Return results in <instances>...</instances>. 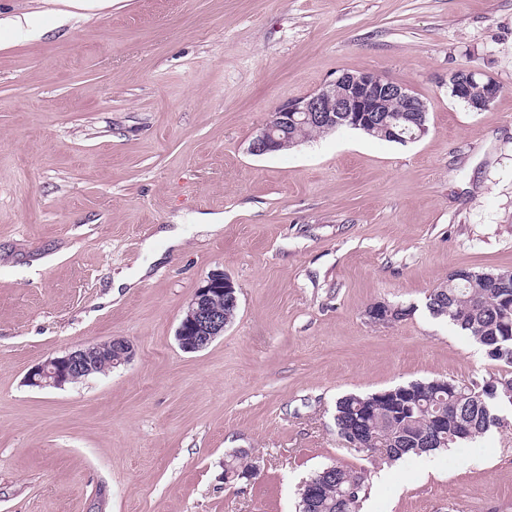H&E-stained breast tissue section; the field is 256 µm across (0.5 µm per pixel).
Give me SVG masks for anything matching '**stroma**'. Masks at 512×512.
Returning <instances> with one entry per match:
<instances>
[{"mask_svg": "<svg viewBox=\"0 0 512 512\" xmlns=\"http://www.w3.org/2000/svg\"><path fill=\"white\" fill-rule=\"evenodd\" d=\"M22 13L0 29V512H296L327 466L366 471L361 512H512L511 406L391 464L334 421L348 394L512 373L427 308L454 269L512 270V0H0ZM471 66L501 87L482 111L448 94ZM359 71L413 90L427 134L249 153L277 106ZM218 213L112 296L158 228ZM215 269L237 315L183 352ZM377 302L409 314L372 322ZM115 336L127 364L27 385ZM236 450L259 476L225 480ZM104 349L114 356L112 368L127 363L133 356L130 341L115 336L108 342L77 348L38 364L28 374L27 381L30 386L37 388H61L75 383L94 371L95 355Z\"/></svg>", "mask_w": 512, "mask_h": 512, "instance_id": "35a3bbf8", "label": "stroma"}]
</instances>
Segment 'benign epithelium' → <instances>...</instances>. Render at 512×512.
I'll list each match as a JSON object with an SVG mask.
<instances>
[{
	"label": "benign epithelium",
	"mask_w": 512,
	"mask_h": 512,
	"mask_svg": "<svg viewBox=\"0 0 512 512\" xmlns=\"http://www.w3.org/2000/svg\"><path fill=\"white\" fill-rule=\"evenodd\" d=\"M448 83L452 96L472 102L476 110H483L500 93V85L490 76L474 67L461 68L451 73ZM398 102L397 111L411 112L416 130L409 136L414 141L428 131L425 102L407 86L371 72H343L335 80L305 96L293 99L274 109L265 123L258 128L249 144L254 155L271 154L285 143L288 128L307 123L328 129L345 124L349 127L376 126L383 136L402 139L401 132L393 129L383 113L387 103ZM453 278L469 282L482 281L495 285L507 282L503 275L476 272L469 268L452 271ZM224 296V308L214 305L215 294ZM237 306L236 288L233 281L221 270H213L195 290L190 299L186 316L182 318L176 337L185 352H198L211 344L224 328L231 323L226 308ZM104 349L114 356L112 367L127 363L133 356L129 340L114 336L105 343L93 344L66 352L32 368L27 381L37 388H61L75 383L94 371L95 355ZM379 397L394 399V404L407 410L419 403L420 393L413 388L386 391Z\"/></svg>",
	"instance_id": "obj_1"
}]
</instances>
